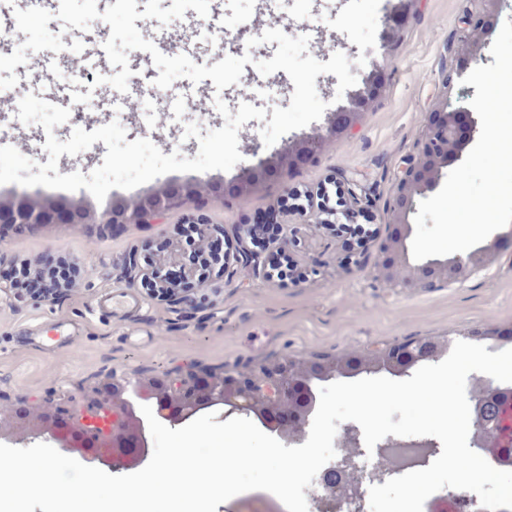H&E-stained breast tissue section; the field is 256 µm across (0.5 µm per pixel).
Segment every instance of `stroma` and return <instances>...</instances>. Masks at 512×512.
I'll return each instance as SVG.
<instances>
[{
  "mask_svg": "<svg viewBox=\"0 0 512 512\" xmlns=\"http://www.w3.org/2000/svg\"><path fill=\"white\" fill-rule=\"evenodd\" d=\"M347 2L210 0L205 18L189 9L165 26L155 19L137 21L143 38L165 55L185 53L209 66L246 53L253 61L237 84L220 92L208 78L197 84L181 78L158 91L151 54L129 52L133 75L126 96L140 101L136 111L115 104L110 85L94 83L97 76L115 73L103 49L108 24L97 20L87 30H67L55 19L49 30L63 41H81L85 65L50 50L29 54L15 69L16 90H0V101L18 92L73 105L69 121L52 131L62 141L74 128L89 132L116 120L127 141L147 139L163 154L177 150L193 158L199 143L184 139V128L194 123L206 133L223 127L216 100L233 112L244 102L267 109L290 105L294 85L286 72L264 76L255 67L273 57L276 44L251 48L248 40L274 25L292 37L308 36L309 53L328 61L349 43L327 24ZM485 7V0H416L389 50L370 52L385 70L381 95L350 134L290 179L288 189L274 184L222 202L205 200L170 211L160 224H0V393L6 396L0 407L11 409L23 396L79 409L91 401L95 381L110 372L144 378L197 362L258 377L285 357L377 352L407 340H459L512 324V250L465 283L442 288L395 290L373 272L378 247L389 234L383 215L397 179L405 161L420 155L429 113L445 101L444 77L451 71L450 49L461 19ZM76 92L90 94L89 103L73 104ZM46 134L42 126L21 123L15 109H0V146L20 140L23 155L44 163ZM308 198L339 212L353 210L345 231L317 227L315 211L300 215L297 206ZM270 209L277 210L278 223L296 230L288 253L297 275L267 283L238 264L230 281L195 289L190 303L154 299L141 283L129 286L130 254L146 261L182 260L198 223L219 225L225 241L247 251L244 224ZM25 265L34 272L69 267L73 283L49 299L31 295L9 279ZM111 290L131 292L136 307L101 313L102 297ZM64 321L75 325L77 340L45 350L38 336Z\"/></svg>",
  "mask_w": 512,
  "mask_h": 512,
  "instance_id": "1",
  "label": "stroma"
}]
</instances>
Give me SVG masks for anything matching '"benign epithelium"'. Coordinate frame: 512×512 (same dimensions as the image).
<instances>
[{
    "label": "benign epithelium",
    "mask_w": 512,
    "mask_h": 512,
    "mask_svg": "<svg viewBox=\"0 0 512 512\" xmlns=\"http://www.w3.org/2000/svg\"><path fill=\"white\" fill-rule=\"evenodd\" d=\"M490 7L481 14L467 15L462 20L463 34L453 47L454 73L466 76L480 62L486 60L491 37L496 31L503 9L512 10V0H488ZM385 79L380 64L373 60L363 72L361 84L348 91L345 103L327 113L326 120L310 135H293L283 141L282 147L269 156L259 157L241 167L239 183L224 188L221 183L208 187V194L222 199L227 194L255 185V177L263 176L288 189L291 173L301 160L320 152L323 142L347 135L359 125L365 110L379 93L375 85ZM473 90L463 87L455 100L447 101L442 112L428 116L427 131L418 161L408 160L396 184L392 205L385 212L391 232L380 249L373 269L378 279L391 288H434L461 284L481 269L491 265L500 251L512 246V226L498 231L480 245L451 257H432L416 261L410 250L413 224L410 215L419 203L434 194L441 185L444 170L463 161L466 149L473 144L479 133L476 112L464 105ZM201 197L200 187L185 183L176 188L159 189L137 200L123 204H109L95 208L81 201L44 199L34 201L15 196L0 199V222L25 227L52 223L58 213L68 215L70 224H156L172 208L194 203ZM251 268L253 274L265 280L274 278L275 266L260 252H242L232 258L226 254H214L206 258V272L222 278L231 262ZM128 267L137 273L139 280L150 286L157 298L189 301L188 289L172 277L167 264L155 261L142 266L137 255L129 257ZM396 355L389 367L394 377H409L419 364L438 359L437 350L426 351L421 344L395 346ZM288 360L278 362L262 377L236 375L232 372H216L204 366L174 369L147 381L125 376L111 375L102 380L97 388L95 416L107 420L102 428L97 421L82 422L81 415L46 401L41 405H22L5 417L0 414V440L15 444L35 441L55 443L60 447L80 448L81 457L87 463H98L116 472L137 468L151 458L150 432L140 406L154 399L155 417L171 426H179L213 408L224 410V417L254 415L271 435L285 444L300 445L304 433L289 436L282 426L271 418V413L288 404ZM377 369L362 363L353 369L334 364H321L318 374L304 387L305 404L299 413L305 425L312 423L319 404V388L340 378H367ZM475 390L471 392L473 408L470 447L479 454L490 457L497 467H512V455L505 449L512 447V383L491 384L487 379H473ZM494 437L502 451L490 453L488 439ZM418 445L424 453L416 459L422 466L439 453L437 442L432 439L413 440L387 437L377 444L375 453L383 457L386 449L396 443ZM346 449L340 461L347 471L353 472L366 454L362 447L361 432L354 426L343 429L336 442ZM124 448L134 452L125 454ZM320 500L331 505L336 512H360L363 501L358 498L352 484H319ZM425 512H488L480 507L479 499L471 495L459 497L448 490L433 497Z\"/></svg>",
    "instance_id": "7a95c632"
}]
</instances>
